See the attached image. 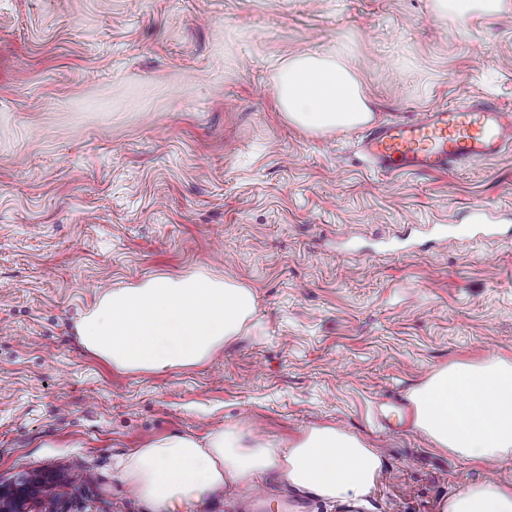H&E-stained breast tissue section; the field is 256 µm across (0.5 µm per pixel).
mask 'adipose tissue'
Segmentation results:
<instances>
[{
    "label": "adipose tissue",
    "instance_id": "1",
    "mask_svg": "<svg viewBox=\"0 0 512 512\" xmlns=\"http://www.w3.org/2000/svg\"><path fill=\"white\" fill-rule=\"evenodd\" d=\"M436 15L460 28L512 13V0H432ZM277 98L288 120L313 133L373 120L354 72L338 59L304 53L278 68ZM254 291L205 270L157 274L104 291L82 315L77 334L114 370L154 374L205 364L250 327ZM409 399L414 427L436 448L475 464L512 460V358L457 361L434 371ZM386 461L378 449L333 426L309 429L288 447L246 438L235 426L205 438L168 434L121 457L115 478L153 512L237 493L265 479L350 507L365 505ZM439 512H512V482L464 485Z\"/></svg>",
    "mask_w": 512,
    "mask_h": 512
}]
</instances>
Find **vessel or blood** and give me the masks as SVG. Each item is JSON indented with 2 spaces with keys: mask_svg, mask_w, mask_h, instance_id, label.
<instances>
[{
  "mask_svg": "<svg viewBox=\"0 0 512 512\" xmlns=\"http://www.w3.org/2000/svg\"><path fill=\"white\" fill-rule=\"evenodd\" d=\"M512 145V112L486 99L440 106L421 118L365 130L359 151L380 173H442L498 156Z\"/></svg>",
  "mask_w": 512,
  "mask_h": 512,
  "instance_id": "vessel-or-blood-1",
  "label": "vessel or blood"
}]
</instances>
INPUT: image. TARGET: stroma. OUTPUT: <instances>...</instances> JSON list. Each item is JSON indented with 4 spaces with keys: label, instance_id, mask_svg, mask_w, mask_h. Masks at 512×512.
<instances>
[{
    "label": "stroma",
    "instance_id": "35a3bbf8",
    "mask_svg": "<svg viewBox=\"0 0 512 512\" xmlns=\"http://www.w3.org/2000/svg\"><path fill=\"white\" fill-rule=\"evenodd\" d=\"M337 57L376 123L476 98L512 110V16L461 31L431 0H0V480L68 477L65 512H152L112 461L238 423L283 446L330 424L380 449L358 512H439L512 461L441 453L409 392L448 363L512 357V236L417 233L490 211L512 225V148L446 173L364 166L361 129L288 123L277 67ZM203 267L253 289L255 325L197 368L127 374L87 352L109 288ZM289 512H351L268 481Z\"/></svg>",
    "mask_w": 512,
    "mask_h": 512
}]
</instances>
